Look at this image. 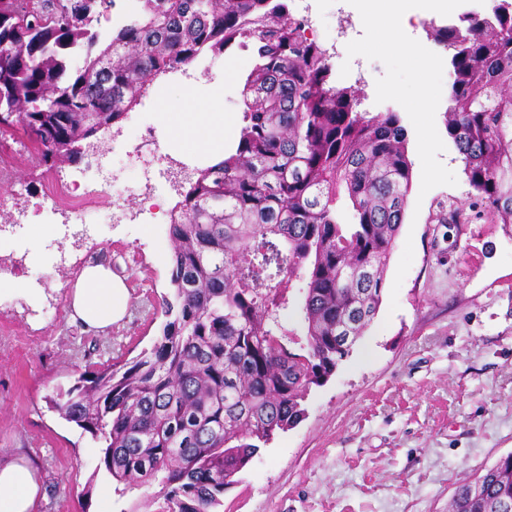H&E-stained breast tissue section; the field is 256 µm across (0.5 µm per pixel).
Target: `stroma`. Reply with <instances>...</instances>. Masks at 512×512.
<instances>
[{
    "instance_id": "stroma-1",
    "label": "stroma",
    "mask_w": 512,
    "mask_h": 512,
    "mask_svg": "<svg viewBox=\"0 0 512 512\" xmlns=\"http://www.w3.org/2000/svg\"><path fill=\"white\" fill-rule=\"evenodd\" d=\"M230 60L237 80L218 83ZM252 65L248 48L220 55L189 96L204 103L221 95L224 112L241 115L242 77ZM366 67L337 84L361 88V111H399L396 102L376 100L384 65ZM185 96L181 84L154 82L130 118L95 136L121 184L152 177L146 162L126 159L121 131L156 115L160 101L178 107ZM447 107L440 101L435 114L445 145L439 159L456 185L422 191L416 132L403 118L412 184L379 312L329 380L310 388L304 418L277 433L225 491L221 512H448L459 481L512 452V224L495 223L477 201L448 136ZM33 152L22 133L0 137V161L14 162L0 196H17L0 255L20 260L26 288L0 293V459L22 454L36 464L45 493L39 512H129L158 485L114 494L98 443L50 401L81 374L152 345L164 321L155 305L171 288L168 223H141L132 199L122 223L93 225L80 247L50 232L31 248L25 212L49 177L83 192L95 180L85 161L50 169L32 161ZM442 206L444 224L435 218ZM408 242L413 262L399 283ZM111 259L128 286L127 315L90 333L70 318L69 290L85 263Z\"/></svg>"
}]
</instances>
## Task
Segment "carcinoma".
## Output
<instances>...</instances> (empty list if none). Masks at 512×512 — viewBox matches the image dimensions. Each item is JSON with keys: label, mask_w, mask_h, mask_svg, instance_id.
<instances>
[{"label": "carcinoma", "mask_w": 512, "mask_h": 512, "mask_svg": "<svg viewBox=\"0 0 512 512\" xmlns=\"http://www.w3.org/2000/svg\"><path fill=\"white\" fill-rule=\"evenodd\" d=\"M0 0V135L35 160L81 159L84 141L141 104L153 80L200 54L253 46L242 124L196 169L170 213L172 294L151 348L81 375L52 400L104 443L115 491L158 483L154 512H218L260 445L297 425L378 314L412 182L397 112L359 109L288 0H138L100 41L116 0ZM453 48L446 129L476 198L512 224V0L429 26ZM83 67L70 75L76 49ZM345 191L347 202L341 201ZM296 307L304 339L283 316ZM448 512H512V453L460 482Z\"/></svg>", "instance_id": "1"}]
</instances>
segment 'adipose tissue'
I'll return each mask as SVG.
<instances>
[{
	"instance_id": "1",
	"label": "adipose tissue",
	"mask_w": 512,
	"mask_h": 512,
	"mask_svg": "<svg viewBox=\"0 0 512 512\" xmlns=\"http://www.w3.org/2000/svg\"><path fill=\"white\" fill-rule=\"evenodd\" d=\"M169 141L174 149L196 142V151L203 158L219 161L224 148L235 139V125L221 110L218 101L197 107L185 104L177 112H162ZM209 134L197 141L199 127ZM129 294L121 277L103 264H89L81 271L72 290V309L86 330L102 332L121 321L127 312ZM41 481L37 468L22 455L0 461V512H38Z\"/></svg>"
}]
</instances>
